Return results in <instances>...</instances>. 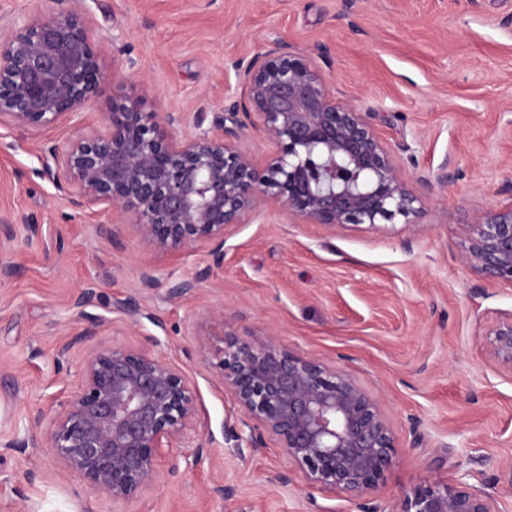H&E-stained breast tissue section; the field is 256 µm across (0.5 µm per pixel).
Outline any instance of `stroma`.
<instances>
[{
    "instance_id": "obj_1",
    "label": "stroma",
    "mask_w": 512,
    "mask_h": 512,
    "mask_svg": "<svg viewBox=\"0 0 512 512\" xmlns=\"http://www.w3.org/2000/svg\"><path fill=\"white\" fill-rule=\"evenodd\" d=\"M114 70L78 124L31 137L0 125V219L27 217L0 242L13 273L0 280V512H356L307 486L276 442L252 451L225 439L240 415L214 353L224 332L345 367L381 404L398 458L377 497L390 508L425 480L466 481L512 512V374L491 354L489 327L512 312V284L487 283L458 260L476 210L512 183V0H84ZM276 31L320 61L337 95L354 99L394 147L422 198L411 224H292L269 213L226 231L223 267L190 293L202 255L161 258L159 288L142 290L150 246L130 227L118 242L107 214L74 212L42 175L43 150L105 129L122 92L145 111L193 113L238 97L234 61ZM465 176L419 179L441 164ZM91 305L75 308L83 289ZM136 301L137 311L126 302ZM223 310V320L212 313ZM133 344L196 385L211 435L190 433L141 495L115 501L62 473L48 446L53 419L78 390L86 352ZM40 425H33V417ZM26 440L21 450L14 440ZM201 460H194V453ZM233 495L214 496L215 485Z\"/></svg>"
}]
</instances>
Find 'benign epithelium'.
<instances>
[{
	"instance_id": "7a95c632",
	"label": "benign epithelium",
	"mask_w": 512,
	"mask_h": 512,
	"mask_svg": "<svg viewBox=\"0 0 512 512\" xmlns=\"http://www.w3.org/2000/svg\"><path fill=\"white\" fill-rule=\"evenodd\" d=\"M78 0L0 25V123L31 136L73 119L104 79L100 52ZM276 33L260 52L234 63L242 100L195 113L191 135H178L182 112H145L112 99L103 132L83 133L63 151L45 149L44 174L81 213L111 214L152 248L140 284L158 288L156 258L179 250L206 253L212 264L169 290L181 296L224 262L225 230L269 208L302 224L411 223L420 199L404 164L349 100H339L315 56ZM273 151L258 159L243 145L248 131ZM459 260L478 279L512 283V196L476 212ZM487 335L512 371V313ZM218 380L249 429L230 438L257 451L266 439L307 485L340 494L358 512H498L494 500L457 480L425 481L389 511L370 505L397 456L393 429L378 399L344 368L282 347L256 346L226 334ZM190 431H209L200 394L188 376L144 348L92 347L82 384L48 438L58 468L114 501L132 499L159 477V465Z\"/></svg>"
}]
</instances>
